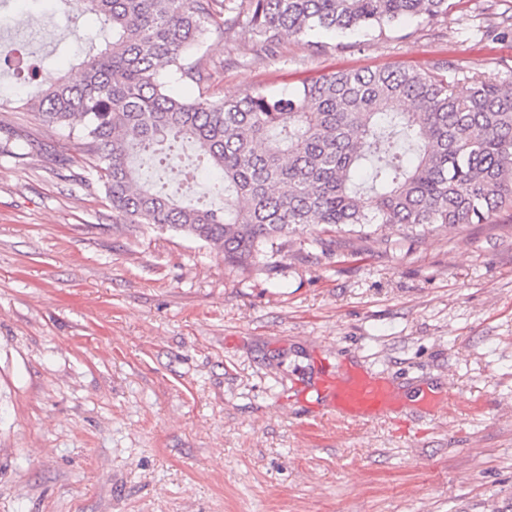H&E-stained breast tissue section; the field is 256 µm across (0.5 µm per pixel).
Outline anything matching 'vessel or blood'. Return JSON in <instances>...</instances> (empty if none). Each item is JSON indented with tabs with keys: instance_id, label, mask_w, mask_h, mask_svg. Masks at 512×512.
Wrapping results in <instances>:
<instances>
[{
	"instance_id": "obj_1",
	"label": "vessel or blood",
	"mask_w": 512,
	"mask_h": 512,
	"mask_svg": "<svg viewBox=\"0 0 512 512\" xmlns=\"http://www.w3.org/2000/svg\"><path fill=\"white\" fill-rule=\"evenodd\" d=\"M319 390L342 414L350 417H375L398 405L395 390L381 377L338 380L327 375L323 377Z\"/></svg>"
}]
</instances>
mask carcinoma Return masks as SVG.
<instances>
[{"label": "carcinoma", "mask_w": 512, "mask_h": 512, "mask_svg": "<svg viewBox=\"0 0 512 512\" xmlns=\"http://www.w3.org/2000/svg\"><path fill=\"white\" fill-rule=\"evenodd\" d=\"M449 0H87L110 34L73 82L40 90L30 108L66 129L102 182L112 211L132 224L190 236L247 268L292 241L331 252L349 239L397 224L417 235L436 224L465 228L512 210V89L489 74L444 79L413 70L321 76L293 94L263 89L211 102L185 98L162 80L204 81L196 58L206 24L224 32L245 18L275 46L325 32L380 34L402 19L435 20ZM469 92L458 91L460 81ZM195 159L188 176L216 170L223 204L181 203L165 183L142 178Z\"/></svg>", "instance_id": "1"}]
</instances>
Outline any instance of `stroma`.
I'll return each instance as SVG.
<instances>
[{
  "label": "stroma",
  "instance_id": "stroma-1",
  "mask_svg": "<svg viewBox=\"0 0 512 512\" xmlns=\"http://www.w3.org/2000/svg\"><path fill=\"white\" fill-rule=\"evenodd\" d=\"M96 25L68 0L0 5V58L45 62L25 83L0 67V512H512V211L294 246L273 273L119 220L75 141L14 101L79 80ZM203 40L187 98L384 68L512 87V0L319 53L241 26ZM325 372L401 405L342 417Z\"/></svg>",
  "mask_w": 512,
  "mask_h": 512
}]
</instances>
